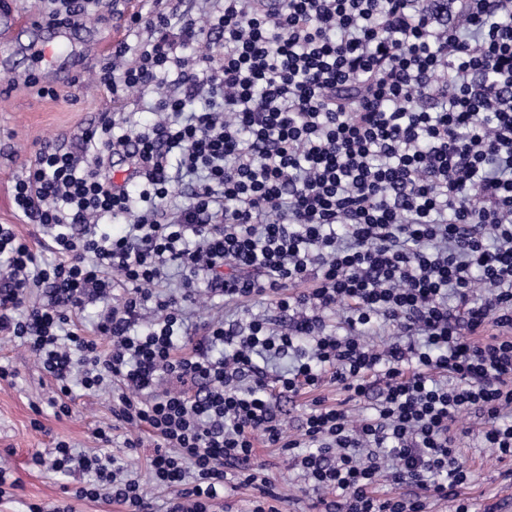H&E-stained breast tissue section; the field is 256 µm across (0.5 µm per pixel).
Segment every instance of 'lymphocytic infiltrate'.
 <instances>
[{
  "mask_svg": "<svg viewBox=\"0 0 512 512\" xmlns=\"http://www.w3.org/2000/svg\"><path fill=\"white\" fill-rule=\"evenodd\" d=\"M279 2L132 14L94 81L117 101L160 90L161 117L104 113L14 179L58 261L41 267L0 225V337L53 379L56 416H71L73 385L111 389L125 448L154 440L164 512H211L230 480L258 490L250 512H279L260 445L290 456L323 512H425L432 498L469 512L461 414L512 458V0ZM199 39L204 52L179 55ZM202 96L208 108L185 111ZM180 184L187 201L169 210ZM34 288L45 302H28ZM203 292L276 302L245 324L185 321ZM339 306L336 334L323 315ZM370 327L388 340L366 342ZM328 381L375 396V415L317 399L291 437L278 398ZM94 438L93 455L58 441L33 462L92 473L77 497L153 512L111 428Z\"/></svg>",
  "mask_w": 512,
  "mask_h": 512,
  "instance_id": "obj_1",
  "label": "lymphocytic infiltrate"
}]
</instances>
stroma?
<instances>
[{"mask_svg": "<svg viewBox=\"0 0 512 512\" xmlns=\"http://www.w3.org/2000/svg\"><path fill=\"white\" fill-rule=\"evenodd\" d=\"M112 32L107 21H92L67 44L58 49L51 60L34 63L28 56L30 42L41 38L40 30L30 28L20 32L8 45L0 44V224L13 225L16 232L28 239L35 251L45 260L54 255L42 240L37 225L24 222L17 216L11 196L14 177L33 160L43 143L59 140L61 135L79 132L103 112H136L148 119L146 104L137 98L114 102L104 88L90 82V75L104 62L105 52L99 45ZM38 86H31V79ZM53 89V96L40 95V88ZM273 299L256 298L247 302L216 304L202 303L193 307L191 315L197 320L249 321L256 314L267 313ZM16 373L13 384L0 383V467L5 468L16 486L0 498V512H27L29 504L46 506L66 505L72 512H120L118 505L108 501L79 499L74 495L77 479L45 468L34 467L31 458L46 452L55 442L65 441L78 450L93 452L97 442L93 432L111 423L112 413L107 392L75 396L71 416L57 418L49 400L56 394L53 380L41 369L18 343L0 339V365ZM324 398L326 404L347 402L353 419L372 412L368 399L347 401L346 394L333 384L323 386L318 395L282 398L281 418L291 436H298L302 422L314 397ZM42 414H34V406ZM40 419L42 430H34L32 419ZM464 432L457 446L471 469V480L462 491L470 503V512H486L497 506L499 512H512L507 494L512 491V459H499L493 449L482 443L478 432L481 420L465 414L460 419ZM153 449L152 439H145L138 452H129L122 437H115L111 451L136 472L145 491L157 504H164L167 489L156 486L151 478L147 459ZM267 474L283 501L281 512H319V494L307 484L302 472L287 461L278 449L259 448Z\"/></svg>", "mask_w": 512, "mask_h": 512, "instance_id": "obj_1", "label": "stroma"}]
</instances>
